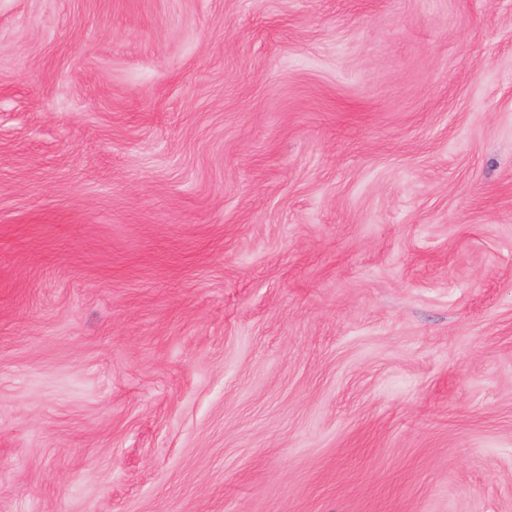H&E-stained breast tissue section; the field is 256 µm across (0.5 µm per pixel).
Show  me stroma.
Returning a JSON list of instances; mask_svg holds the SVG:
<instances>
[{
  "label": "stroma",
  "mask_w": 512,
  "mask_h": 512,
  "mask_svg": "<svg viewBox=\"0 0 512 512\" xmlns=\"http://www.w3.org/2000/svg\"><path fill=\"white\" fill-rule=\"evenodd\" d=\"M0 512H512V0H0Z\"/></svg>",
  "instance_id": "obj_1"
}]
</instances>
